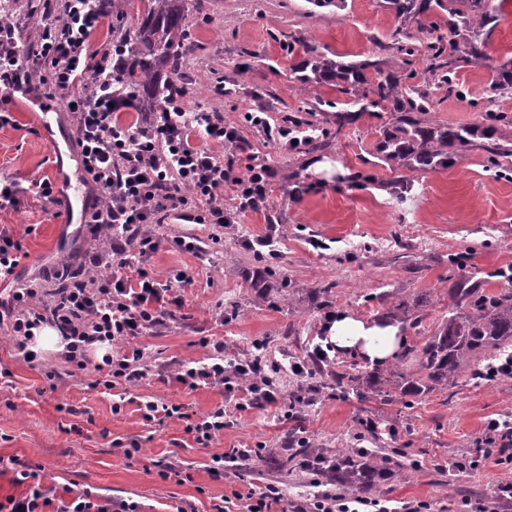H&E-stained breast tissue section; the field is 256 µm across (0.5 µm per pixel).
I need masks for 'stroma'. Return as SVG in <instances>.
Returning a JSON list of instances; mask_svg holds the SVG:
<instances>
[{
	"label": "stroma",
	"instance_id": "35a3bbf8",
	"mask_svg": "<svg viewBox=\"0 0 512 512\" xmlns=\"http://www.w3.org/2000/svg\"><path fill=\"white\" fill-rule=\"evenodd\" d=\"M398 27L384 0H347L337 13L313 9L308 0H191L182 71L192 84L185 105L220 113L238 127L249 143L237 155L238 168L247 166L250 154L269 157L278 175L267 206L227 225L207 262L175 250L168 239H205L211 225L159 227L163 243L143 269L161 281L186 269L193 282L168 293L165 326L140 337L145 376L138 386L96 387L93 352L81 371L59 352L24 362L0 324V371L10 374L0 383V459L41 464L39 483L56 501L74 491L100 504L133 502L138 512H215L231 490L273 484L283 499L272 512H292L331 489L309 474L269 467L268 457L285 441L303 439L329 456L353 448L399 450L402 469L384 474L375 495L392 506L422 501L432 512H477L493 502L499 512H512V502L499 497L500 486L512 483V464L454 466L476 457L489 419L512 417V377L477 382L466 366L451 387L387 403L375 394L360 399L347 377L369 370L382 378L389 366L372 369L339 356L320 376L303 379L288 369L308 359L324 339L327 315L341 311L396 320L411 346L432 335L448 317V290L460 276L449 255H465L468 268L488 273L489 292L505 285L496 271L512 267V96L495 104L501 120L494 134L455 152L448 168L428 172L394 170L381 160L378 145L395 113L366 112L340 128L335 113L308 109L313 97L336 101L340 95L330 84L314 92L300 87L292 68L304 54L296 41L343 62L389 60ZM490 76L483 63L462 64L455 76L460 94L432 89L427 124L482 126ZM220 81L228 95L217 93ZM6 109L14 123L0 127V177L26 191L17 209L0 212V228L20 238L23 275L36 278L45 296L66 257L86 248L87 231L64 204L45 205L28 187L44 178L79 184L76 148L55 155L28 100H12ZM257 110L272 124L296 116L331 129L332 136L323 147L279 150L247 122V113ZM491 146L509 152L500 168L487 163ZM79 186L88 196V185ZM269 233L278 256L257 259L244 242ZM208 339L224 342L232 358L262 353L281 363L273 379L282 403L239 410L221 388L191 390L175 381L178 362L207 358ZM49 370L54 379L46 378ZM123 396L127 404L113 413ZM153 398L183 406L185 418L144 421L138 404ZM220 408L230 425L208 446L196 444L185 431L187 418ZM369 422L377 423L378 434L366 431ZM232 448L256 454L225 463L223 473L213 475V456ZM168 466L185 473L186 481L161 478Z\"/></svg>",
	"mask_w": 512,
	"mask_h": 512
}]
</instances>
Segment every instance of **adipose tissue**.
I'll return each mask as SVG.
<instances>
[{"label":"adipose tissue","mask_w":512,"mask_h":512,"mask_svg":"<svg viewBox=\"0 0 512 512\" xmlns=\"http://www.w3.org/2000/svg\"><path fill=\"white\" fill-rule=\"evenodd\" d=\"M324 341L336 353L356 357L372 366H382L402 351L406 336L397 321L340 312L326 324Z\"/></svg>","instance_id":"ef3b65f1"}]
</instances>
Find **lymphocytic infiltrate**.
<instances>
[{"label": "lymphocytic infiltrate", "mask_w": 512, "mask_h": 512, "mask_svg": "<svg viewBox=\"0 0 512 512\" xmlns=\"http://www.w3.org/2000/svg\"><path fill=\"white\" fill-rule=\"evenodd\" d=\"M99 2L57 0L45 6L38 37L28 46L19 41V22L0 17V102L11 101V89L21 80L41 97L70 105L75 145L94 191L86 206L93 217L91 237L74 271L76 286L48 302L36 289H14L0 301V319H10L13 345L30 362L35 354L28 345L35 329L44 325L61 332L65 359L79 369L86 366L93 343H123L116 356L103 360L101 384L109 390L134 387L143 379L144 351L131 341L164 325L166 294L189 280L183 270L160 281L139 269L141 258L160 245L155 225L171 217L214 225L209 240L172 239L180 251L208 260L224 225L236 223L244 211L264 207L276 172L257 155L245 171H238L233 154L220 147H245L240 130L217 113L187 110L185 82L166 95L162 111L144 113L138 126L119 123L117 114L125 103L112 76L119 48L111 42L90 47L93 36L113 24ZM228 188L235 195L229 208L224 205ZM277 369L260 354L249 361L225 359L224 344L216 341L207 361L180 364L174 378L192 390L214 386L240 394L250 406L277 405L281 397L270 381ZM10 465L15 483L29 490L0 501V512H40L48 506L38 465L17 459Z\"/></svg>", "instance_id": "lymphocytic-infiltrate-1"}]
</instances>
